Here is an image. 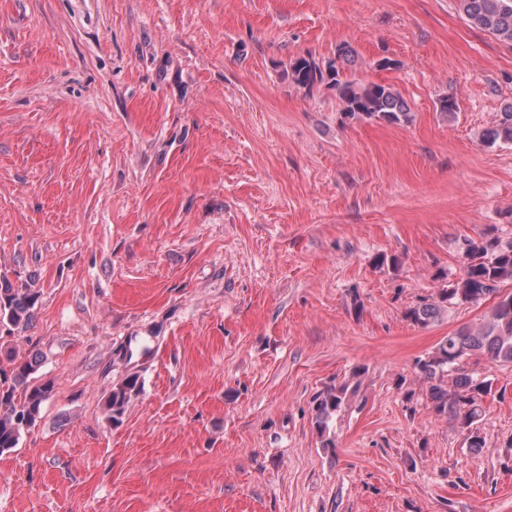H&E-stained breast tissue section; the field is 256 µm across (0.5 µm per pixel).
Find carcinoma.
<instances>
[{"mask_svg":"<svg viewBox=\"0 0 512 512\" xmlns=\"http://www.w3.org/2000/svg\"><path fill=\"white\" fill-rule=\"evenodd\" d=\"M459 10L470 24L498 40L512 43V0H457ZM355 51L347 44L336 48L334 58L325 62L311 55L288 62L283 75L311 93L322 84L336 89L340 114L349 120H373L404 126L413 122L408 102L392 86L364 83L349 75ZM482 141L489 147L512 145V104L497 114L494 124L484 130ZM462 278L423 299L405 311L408 321L427 325L447 311L452 304L476 302L499 293L501 284L512 281V241L491 237L480 243L470 242L465 249ZM39 292L26 286L16 287L0 276V333L22 332L32 324L33 309ZM486 355L490 360L512 364V293L500 297L482 323L464 327L445 336L435 351L416 362L427 384L433 411L455 421L470 448L485 447L478 424L483 400L492 393V382L477 379L467 372L464 361ZM10 368L0 367V454L18 447L23 436L41 419L44 403L52 396V382L38 383L37 359L10 351ZM136 374L126 376L112 386L104 400L107 421L117 426L123 422L130 402L141 391ZM348 386L331 388L314 398L316 423L325 431L328 421L341 407Z\"/></svg>","mask_w":512,"mask_h":512,"instance_id":"1","label":"carcinoma"}]
</instances>
